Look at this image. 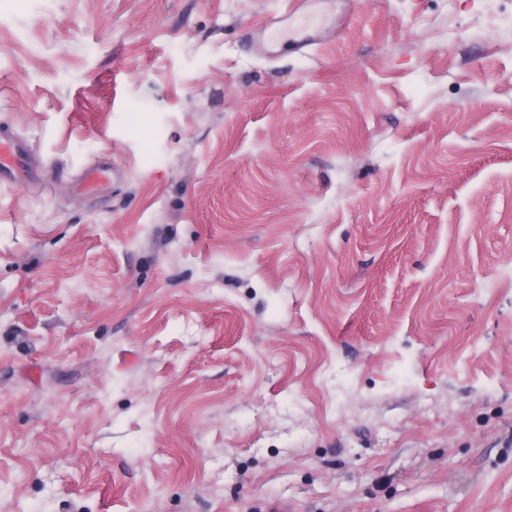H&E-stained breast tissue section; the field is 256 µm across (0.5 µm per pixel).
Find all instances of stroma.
<instances>
[{"label": "stroma", "instance_id": "stroma-1", "mask_svg": "<svg viewBox=\"0 0 512 512\" xmlns=\"http://www.w3.org/2000/svg\"><path fill=\"white\" fill-rule=\"evenodd\" d=\"M286 3L0 0V512H512V0ZM40 180V163L32 145L7 126H0V182L31 187Z\"/></svg>", "mask_w": 512, "mask_h": 512}]
</instances>
